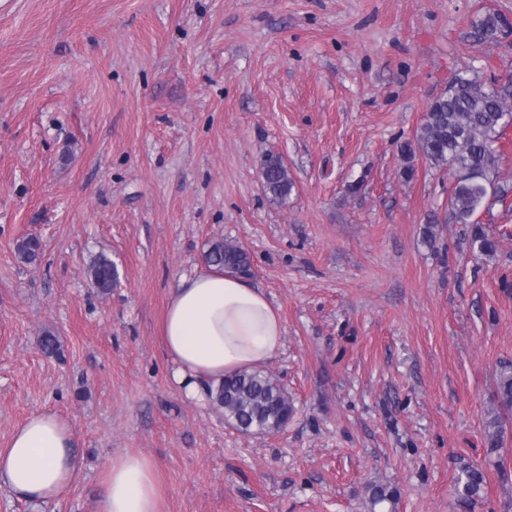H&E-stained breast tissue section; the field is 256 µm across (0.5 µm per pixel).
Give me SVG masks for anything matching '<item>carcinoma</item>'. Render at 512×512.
<instances>
[{
  "instance_id": "cac0c4a2",
  "label": "carcinoma",
  "mask_w": 512,
  "mask_h": 512,
  "mask_svg": "<svg viewBox=\"0 0 512 512\" xmlns=\"http://www.w3.org/2000/svg\"><path fill=\"white\" fill-rule=\"evenodd\" d=\"M476 29L480 37L496 38L504 31L503 18L489 12ZM512 128V80L505 83H486L479 76L462 70L448 86V93L433 100L414 141L400 145L403 162L401 176H415L414 160L421 155L439 169L453 167L461 177L448 191V209L456 224L466 227L470 251L491 257L497 253L498 240L476 219L478 210L489 196L504 198L505 191L495 186L494 174L502 161L500 142ZM262 185L266 193L285 205L294 183L282 158L275 154L265 157L261 167ZM41 241L28 236L16 245L18 257L33 263L41 255ZM208 265L241 275L251 274L247 252L240 246L220 238L211 242L204 255ZM117 271L110 259L99 256L89 266L90 282L97 291L111 290ZM37 345L47 355L60 351V341L46 330L37 338ZM213 400L224 408V418L244 434H275L284 430L293 414L288 393L268 374L243 372L224 379L216 389ZM512 412V364L501 367L494 395V407L485 426V442L498 448L506 433V416ZM461 507L468 509L485 492V475L481 468L464 463L454 483ZM369 503L395 505L396 493L384 485L370 488Z\"/></svg>"
}]
</instances>
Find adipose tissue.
I'll return each instance as SVG.
<instances>
[{
  "mask_svg": "<svg viewBox=\"0 0 512 512\" xmlns=\"http://www.w3.org/2000/svg\"><path fill=\"white\" fill-rule=\"evenodd\" d=\"M284 324L259 289L235 273L206 267L182 277L160 325L172 380L203 401L225 377L264 368L283 346ZM81 470L71 420L52 409L30 414L0 449V490L49 504L71 491ZM155 461L140 453L102 473L97 512H160Z\"/></svg>",
  "mask_w": 512,
  "mask_h": 512,
  "instance_id": "ef3b65f1",
  "label": "adipose tissue"
}]
</instances>
